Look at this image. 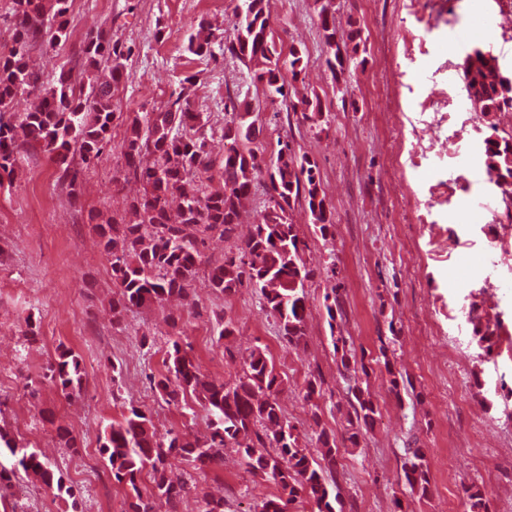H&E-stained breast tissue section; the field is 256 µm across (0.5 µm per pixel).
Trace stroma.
Listing matches in <instances>:
<instances>
[{"instance_id":"stroma-1","label":"stroma","mask_w":512,"mask_h":512,"mask_svg":"<svg viewBox=\"0 0 512 512\" xmlns=\"http://www.w3.org/2000/svg\"><path fill=\"white\" fill-rule=\"evenodd\" d=\"M238 0H72L69 37L30 53L43 82L75 64L98 31L132 54L114 94L111 140L77 188L59 179L46 153L20 146L11 183L0 186V430L43 453L77 490L59 497L25 474L6 496L11 512H115L124 486L113 482L99 450L104 429L128 405L151 416L158 435L206 431L203 411L164 403L150 385L164 372L173 340L190 344L203 373L238 376L242 357L262 349L285 380L278 395L302 445L319 456L320 433H351L349 382L333 350L324 308L338 288L343 319L335 331L361 358L379 416L358 447L338 459L344 512H451L464 485L485 488L491 512H512V210L481 160L486 138L512 133V115L470 112L461 63L473 47L512 72V0H269V30L279 51L302 48L306 68L286 77L287 98L266 97L226 46L238 24ZM336 17L337 41L361 33L365 62L331 72L320 27L321 7ZM210 28V52L186 50L199 22ZM208 116V146L222 158L226 112L250 101L266 156L289 142L316 164L333 225L320 234L305 202L290 218L308 244L315 276L309 288L307 343L289 348L257 293L225 296L206 269L190 284L195 308L177 303L127 312L114 322L117 288L95 225L123 214L142 188L122 180L120 151L132 112L166 109L177 96ZM319 98L322 118L303 121L293 106ZM503 322L491 352L471 342L462 316L470 301ZM177 317L170 325L169 317ZM232 336L219 338V320ZM79 356L80 394L68 397L50 380L58 347ZM388 362H380V353ZM402 379L399 393L390 378ZM321 393L306 399L307 381ZM467 389L451 405L443 387ZM69 427L79 453L64 448L57 424ZM416 440L429 466V494L401 478L404 448ZM180 512H198L202 495L223 494L224 512H253L273 486L247 472L234 446L224 466L199 474Z\"/></svg>"}]
</instances>
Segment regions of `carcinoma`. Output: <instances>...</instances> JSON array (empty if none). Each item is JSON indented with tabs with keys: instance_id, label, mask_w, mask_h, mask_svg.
I'll list each match as a JSON object with an SVG mask.
<instances>
[{
	"instance_id": "obj_1",
	"label": "carcinoma",
	"mask_w": 512,
	"mask_h": 512,
	"mask_svg": "<svg viewBox=\"0 0 512 512\" xmlns=\"http://www.w3.org/2000/svg\"><path fill=\"white\" fill-rule=\"evenodd\" d=\"M17 24L8 51L0 56V186L16 167L19 144L38 146L74 188L78 171L74 156L91 164L110 142L114 119L112 99L126 76L131 50L112 42L99 31L88 37L81 50L84 79H72L71 70H61L55 82L45 85L28 68L32 47L40 40L49 43L68 39L67 15L71 0H15ZM241 22L227 51L244 63L254 65L251 82L260 83L271 96L285 97L282 71L297 76L305 68L304 50L295 46L288 58L281 57L267 33L265 0H239ZM321 28L327 46L326 65L331 71L344 65L336 42V18L327 8L320 11ZM209 36L204 22L188 40L187 51L196 56L208 52ZM111 64L110 78L95 71L99 61ZM467 99L482 117L512 111V77L500 74L496 59L473 49L462 64ZM36 97L38 103L27 112L14 111L20 94ZM302 118L315 122L322 117L320 100H300ZM254 108L245 101L232 109L225 121L223 137L231 143L220 163H215L201 130L200 113L189 99L177 97L174 108L136 113L129 117L122 146L125 176L143 185L141 196L128 204L125 215L95 231L111 261L119 292L112 298V318L147 305H163L177 297L194 306L190 282L198 269L209 264L203 252L206 238L218 233L229 239L239 224L252 193L255 178L264 173L269 180L267 210L252 225L248 237L235 244L236 251L210 264V287L224 295L252 288L260 295L261 309L274 317L288 346L305 343L307 284L314 270L304 259L307 244L297 225L288 221L291 203L304 198L313 224L321 236L332 226L326 195L315 180V164L299 158L289 144H282L276 158L265 159L257 142L262 129L252 120ZM486 171L498 187L512 185V134L485 140ZM330 331H335L336 313L342 311L338 289L325 294ZM473 325L472 341L490 352L501 322L482 324L475 308L468 311ZM166 371L151 378L159 397L169 405L195 398L206 412L207 432L189 437L174 430L157 435L152 418L136 405H129L123 420L104 429L100 451L118 484L128 487L123 512H179V504L193 485L176 482L167 474V463L179 458L198 471H213L224 465V448H240L246 467L261 480L275 486L277 494L263 501L261 512H291V506L305 498L313 512H344L336 482V461L340 448L336 437L319 435L321 460L302 446L300 435L282 414L278 394L284 380L266 354L255 349L243 357L241 374L232 381L203 374L196 360L179 341L172 342L165 362ZM52 379L67 395L83 389L78 356L70 349L58 351L49 365ZM356 419L370 426L378 413L368 388H350ZM0 446L9 449L27 475L36 477L48 489L75 499L63 475L52 469L42 455L19 445L0 431ZM274 452H269V449ZM151 485L141 488L143 473ZM404 484L411 492L427 496L428 464L421 448L407 446L402 463ZM470 512H487L484 488H465Z\"/></svg>"
}]
</instances>
